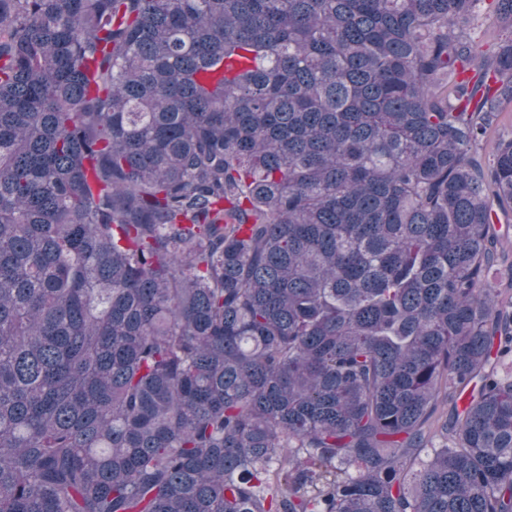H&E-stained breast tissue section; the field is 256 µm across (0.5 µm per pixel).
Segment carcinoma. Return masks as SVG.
Segmentation results:
<instances>
[{
    "label": "carcinoma",
    "instance_id": "1",
    "mask_svg": "<svg viewBox=\"0 0 512 512\" xmlns=\"http://www.w3.org/2000/svg\"><path fill=\"white\" fill-rule=\"evenodd\" d=\"M485 2L0 0V512H512Z\"/></svg>",
    "mask_w": 512,
    "mask_h": 512
}]
</instances>
